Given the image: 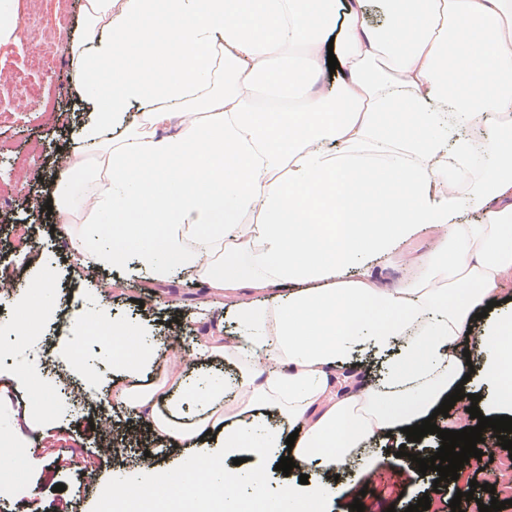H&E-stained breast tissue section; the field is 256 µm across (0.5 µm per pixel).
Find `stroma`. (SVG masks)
<instances>
[{"label": "stroma", "mask_w": 512, "mask_h": 512, "mask_svg": "<svg viewBox=\"0 0 512 512\" xmlns=\"http://www.w3.org/2000/svg\"><path fill=\"white\" fill-rule=\"evenodd\" d=\"M82 4L83 0H19L20 24L27 28L29 38L15 48L8 62L0 64V70L20 74L29 83L41 81L43 67L55 72L50 103L21 94L14 83H0V143L26 157L25 164L19 165L12 156L0 155V262H8L10 269L9 276L0 279V340L8 346L7 355L0 358V422L11 423L14 441L28 460L22 486L0 481V512H55L62 503L68 512H97L115 470L129 473L144 464L165 469L192 454L188 448L157 446L142 418L113 406L112 346L90 332L78 314L79 307L92 302L93 288L78 273L69 239L52 231L49 216L33 220L24 203L34 190V175L47 181L54 178L55 155L66 151L74 124L86 118L82 112H71L66 124L58 118L59 111L68 109L75 98L66 49L69 34L82 21ZM15 224L29 227L30 260L19 259L13 249L11 227ZM36 260L48 263L55 272L51 284L55 301L34 341L59 359L68 336L80 332L71 379L78 389L93 390L90 404L80 405L58 395L53 410L37 411L32 406L41 367L20 348L16 326L21 314L13 298L27 286ZM144 288V280H126L108 299L112 319L151 324L165 345L186 348L224 324L223 306L207 302L204 287L192 275H176L150 287L161 304L148 314L139 305ZM101 425L110 428L113 447L125 449L126 454L109 461L102 480L92 484L75 467L70 451L75 448L98 459L97 428ZM483 436L482 458L471 459L460 469L458 479L436 486L419 473L414 462L400 456L399 440L378 443L374 468L364 474L341 473L338 495L324 501L320 512H350L357 498L364 512H386L390 507L405 512L423 494L435 490L443 500H452L459 488L471 482L487 483L496 469L495 458L504 454L493 430H484Z\"/></svg>", "instance_id": "35a3bbf8"}]
</instances>
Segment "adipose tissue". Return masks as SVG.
I'll return each mask as SVG.
<instances>
[{
    "label": "adipose tissue",
    "mask_w": 512,
    "mask_h": 512,
    "mask_svg": "<svg viewBox=\"0 0 512 512\" xmlns=\"http://www.w3.org/2000/svg\"><path fill=\"white\" fill-rule=\"evenodd\" d=\"M384 2L373 28L364 0H85L68 37L92 119L51 189L56 229L101 277L86 318L118 343L113 405L159 445L213 433L252 459H205L218 512L244 484L261 512L330 498L337 469L371 468L369 442L459 385L470 340L512 417V309L477 316L512 282V0ZM395 257L411 273L383 286L371 269ZM182 270L234 328L198 341L194 379L178 349L127 360L136 328L103 302ZM292 432L310 480L266 498L257 461Z\"/></svg>",
    "instance_id": "ef3b65f1"
}]
</instances>
